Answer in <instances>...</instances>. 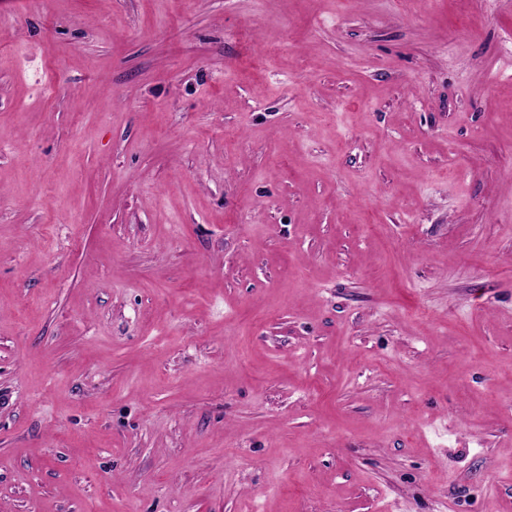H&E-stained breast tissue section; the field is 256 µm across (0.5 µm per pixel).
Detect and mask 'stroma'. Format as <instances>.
Masks as SVG:
<instances>
[{
	"label": "stroma",
	"mask_w": 512,
	"mask_h": 512,
	"mask_svg": "<svg viewBox=\"0 0 512 512\" xmlns=\"http://www.w3.org/2000/svg\"><path fill=\"white\" fill-rule=\"evenodd\" d=\"M512 0H0V512H512Z\"/></svg>",
	"instance_id": "1"
}]
</instances>
